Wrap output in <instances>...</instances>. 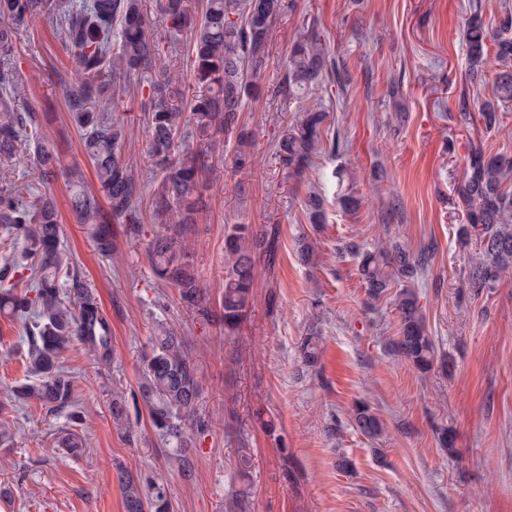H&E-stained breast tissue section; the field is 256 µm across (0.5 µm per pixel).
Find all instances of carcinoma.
I'll list each match as a JSON object with an SVG mask.
<instances>
[{"label":"carcinoma","instance_id":"cac0c4a2","mask_svg":"<svg viewBox=\"0 0 512 512\" xmlns=\"http://www.w3.org/2000/svg\"><path fill=\"white\" fill-rule=\"evenodd\" d=\"M159 9L169 38L185 31L192 34L199 93L194 95L190 115L198 135H224V141L234 142V167L246 168L253 162L254 134L241 122V112L245 100L258 94V80L268 63L285 0H203L198 16L190 12L186 0H159ZM39 14L55 18L59 39L69 53L73 81L63 76L59 81L64 83L70 117L81 132L84 153L97 175V189L93 190L79 167L66 168L70 209L87 227L97 254L107 258L117 251L114 225H125L135 237L146 221L140 205L141 187L124 154L127 119L110 110L112 96L127 93L131 76L151 64L156 41L141 0H0V159L19 165L33 161L45 176L61 169L62 161L45 139L37 113L14 108L22 87L9 66L16 34ZM465 46L470 81L482 80L488 65L494 64V99L478 106L485 127L494 129L499 125L497 110L512 102V37L491 35L481 6L475 4L466 25ZM336 71L338 64L324 35L309 25L290 48L287 71L277 93L302 102ZM175 84L176 78L166 74L148 85V148L162 178L152 202L156 227L145 252L154 275L178 290L186 308L230 335L247 316L256 288L255 258L263 255L269 263L274 259L277 230L258 235L247 224L224 228V291L218 308H213L192 263L188 231L204 210L205 177L217 144L212 142L203 150L186 143L185 112L172 103ZM303 112L299 124L276 143L279 163L291 176L303 173L323 148L321 130L327 112L316 105L303 108ZM31 142L36 145L33 158L27 154ZM511 182V158L487 156L480 150L469 154L460 188L467 223L461 225L459 236L467 244L475 243L468 287L476 293L495 287L504 274L512 273ZM304 207L309 223H325L324 199L319 193L309 191ZM0 228L11 239L21 238L29 245L22 262L0 267V316L17 317L26 329L31 380L14 387V398L33 400L48 414H63L72 426L82 425L85 415L62 355L78 341L96 360L109 364V323L61 246L60 216L52 196H31L23 186H0ZM354 253L360 256L359 273L371 299L380 298L394 283L402 285L395 299L401 318L395 351L418 370H431L435 348L425 335L412 286L425 267L427 251L415 255L392 241L375 251L356 247ZM141 362L133 398L146 410L160 445L170 450V460L190 479L195 468L192 448L208 423L198 412L201 388L185 337L159 324ZM110 413L116 428L131 431L125 396H112ZM353 422L370 438L382 434L379 419L367 405L354 409ZM56 445L79 457L85 442L70 429L57 437ZM122 489L125 512H173L159 474L128 473L122 476Z\"/></svg>","mask_w":512,"mask_h":512}]
</instances>
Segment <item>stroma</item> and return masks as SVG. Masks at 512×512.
Here are the masks:
<instances>
[{"mask_svg":"<svg viewBox=\"0 0 512 512\" xmlns=\"http://www.w3.org/2000/svg\"><path fill=\"white\" fill-rule=\"evenodd\" d=\"M504 2L292 0L277 21L260 95L241 114L255 133L256 162L236 173L223 157L212 158L208 209L192 235L194 266L217 297L225 226L279 229L276 266L258 260L253 304L233 335L201 321L155 278L144 248L153 223L143 224L140 246L123 242L116 255L101 257L69 209L64 173L45 181L34 167L16 171V183L55 198L61 241L111 325L113 356L110 365L97 364L77 342L64 355L89 412L85 451L72 457L55 445L65 416L14 400L13 387L27 376L24 328L0 317V417L21 426L14 447H0V512H124L125 470L163 473L174 512H234L244 456L251 460L245 512H512V276L478 294L469 288L475 248L459 237L466 217L458 195L472 149L512 156V106L499 109L498 129L486 130L477 107L492 99L493 81H468L463 42L472 4L496 26ZM143 9L159 62L178 75V99L186 101L197 89L190 39H167L156 0H143ZM311 23L343 60L348 80L317 90L329 115L322 138L339 137L340 148L318 153L300 181L279 163L273 143L302 114L275 89L291 44ZM15 63L25 86L19 111L39 113L63 165H79L94 182L57 79L71 64L55 20L37 16L22 28ZM394 79L402 82L397 104L388 96ZM116 105L131 120L128 150L146 204L161 174L148 151L143 98L128 94ZM340 168L343 178H333ZM312 185L328 216L317 226L304 210ZM346 194L360 198L357 209L342 207ZM304 235L318 245L310 267L298 256ZM389 240L413 253L433 251L414 290L448 364L425 374L394 351L399 285L371 300L358 258L345 251L349 243L371 250ZM161 321L188 339L209 422L189 481L168 465L147 414L127 435L109 412L113 393L136 391L141 356ZM311 331L313 365L299 348ZM361 403L382 422V436L357 432L351 418ZM441 427L452 433L453 449L441 446Z\"/></svg>","mask_w":512,"mask_h":512,"instance_id":"1","label":"stroma"}]
</instances>
